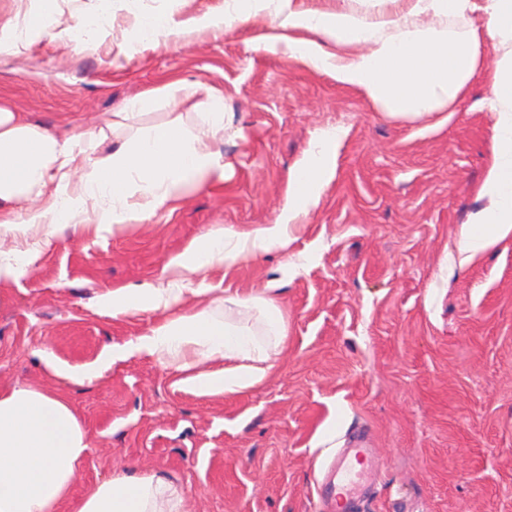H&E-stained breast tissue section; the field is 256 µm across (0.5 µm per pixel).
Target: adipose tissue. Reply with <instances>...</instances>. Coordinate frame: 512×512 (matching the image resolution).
Wrapping results in <instances>:
<instances>
[{
  "label": "adipose tissue",
  "instance_id": "ef3b65f1",
  "mask_svg": "<svg viewBox=\"0 0 512 512\" xmlns=\"http://www.w3.org/2000/svg\"><path fill=\"white\" fill-rule=\"evenodd\" d=\"M386 9L357 14L307 12L289 4L273 26L289 29L288 46L308 66L331 71L337 83L392 115L418 116L451 108L481 70L482 44L500 54L483 100L492 112L493 155L479 195L491 209L475 215L458 241L464 260L512 235V0H387ZM479 13L463 35L448 34V19ZM336 45V53L325 45ZM197 126L182 119L134 131L112 152L90 156L106 133H59L0 104V232H21L24 250L0 251V277L19 274L66 228L114 233L140 223L183 198L188 187L223 182L227 165L214 142L225 129L224 97L206 89ZM340 135L316 138L288 181L277 222L240 234L216 227L170 263L167 287L117 288L98 302L113 315L148 311L160 320L129 349L73 371L51 363L59 376L84 382L122 359L127 350L155 357L181 372L182 386L199 395L236 394L262 382L288 344V324L274 295L256 298L264 336L235 319L247 299L228 297V309L184 310L191 275L217 263L233 264L287 250L290 223L317 204L335 169ZM223 360L206 372L205 360ZM89 450L86 432L69 403L30 386L0 387V512H185L183 491L157 474H117L79 500L71 488Z\"/></svg>",
  "mask_w": 512,
  "mask_h": 512
}]
</instances>
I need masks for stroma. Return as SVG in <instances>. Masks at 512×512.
<instances>
[{"label": "stroma", "mask_w": 512, "mask_h": 512, "mask_svg": "<svg viewBox=\"0 0 512 512\" xmlns=\"http://www.w3.org/2000/svg\"><path fill=\"white\" fill-rule=\"evenodd\" d=\"M229 0H58L42 33L23 24L39 0H0V26H22L0 55V99L61 131L99 132L129 100L171 84L213 87L229 127L217 143L224 183L188 188L172 208L96 237L64 230L32 266L0 279V384L63 396L88 437L81 497L113 473H159L188 512H320L317 482L349 434L372 435L371 512H512V237L470 261L457 242L491 205L478 196L492 157L483 76L450 112H381L285 45L265 48L266 0L250 23L175 42H132L136 18L189 26ZM109 9L96 40L74 15ZM336 129V168L287 251L191 279L202 305L276 297L288 346L275 372L235 395H198L146 354L81 384L47 360L82 365L157 324L113 318L92 301L116 288L161 287L169 261L220 224L274 223L290 172Z\"/></svg>", "instance_id": "1"}]
</instances>
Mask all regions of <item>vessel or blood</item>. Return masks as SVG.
<instances>
[{
	"label": "vessel or blood",
	"instance_id": "vessel-or-blood-1",
	"mask_svg": "<svg viewBox=\"0 0 512 512\" xmlns=\"http://www.w3.org/2000/svg\"><path fill=\"white\" fill-rule=\"evenodd\" d=\"M373 453V448L363 443L337 449L330 462L332 475L320 487L323 500L330 503L333 512H367L374 494L366 479L352 475L351 465L353 458L369 457Z\"/></svg>",
	"mask_w": 512,
	"mask_h": 512
}]
</instances>
